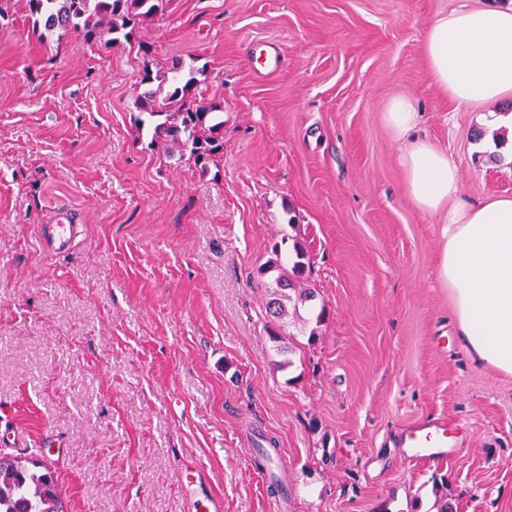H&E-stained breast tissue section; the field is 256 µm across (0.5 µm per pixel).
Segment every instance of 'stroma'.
<instances>
[{
	"label": "stroma",
	"mask_w": 512,
	"mask_h": 512,
	"mask_svg": "<svg viewBox=\"0 0 512 512\" xmlns=\"http://www.w3.org/2000/svg\"><path fill=\"white\" fill-rule=\"evenodd\" d=\"M511 4L169 0L145 55L41 41L27 0H0V432L51 453L67 512H196L193 468L224 512H384L396 492L407 512H512V376L465 349L444 224L411 203L383 119L410 98L463 201L512 198V98L452 100L424 54L437 18ZM192 59L224 119L204 167L135 128L143 66ZM66 211L84 231L48 255L40 226ZM297 244L316 297L279 324L262 268ZM439 418L453 454L410 462L401 434Z\"/></svg>",
	"instance_id": "35a3bbf8"
}]
</instances>
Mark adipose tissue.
<instances>
[{
	"instance_id": "ef3b65f1",
	"label": "adipose tissue",
	"mask_w": 512,
	"mask_h": 512,
	"mask_svg": "<svg viewBox=\"0 0 512 512\" xmlns=\"http://www.w3.org/2000/svg\"><path fill=\"white\" fill-rule=\"evenodd\" d=\"M424 53L450 98L512 97V7L439 17L429 27ZM417 120L414 104L405 97L392 99L384 114L398 138L409 137ZM401 166L413 205L446 224L439 276L451 292L457 327L471 356L512 376V199L461 200L456 166L425 139H410Z\"/></svg>"
}]
</instances>
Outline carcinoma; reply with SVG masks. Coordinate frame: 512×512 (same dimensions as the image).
Here are the masks:
<instances>
[{"label": "carcinoma", "instance_id": "1", "mask_svg": "<svg viewBox=\"0 0 512 512\" xmlns=\"http://www.w3.org/2000/svg\"><path fill=\"white\" fill-rule=\"evenodd\" d=\"M168 0H28L32 29L51 34L57 30L77 36L92 45L108 35L114 43L138 42L143 53L149 47L138 41L139 24L161 15ZM189 66L187 78L168 77L145 67L139 73V84L145 87L137 106L148 119H137V130L146 122L153 123L151 144L167 154L177 150L189 154L194 162L206 165L224 148L221 131L224 121L219 113L204 102ZM271 267L277 277L270 290L267 310L271 317L288 316V303H306L315 299L312 288L302 284L309 280L310 258L302 246H294L292 265L281 260ZM0 512H65L51 468L41 462L28 468L19 457L0 450Z\"/></svg>", "mask_w": 512, "mask_h": 512}]
</instances>
